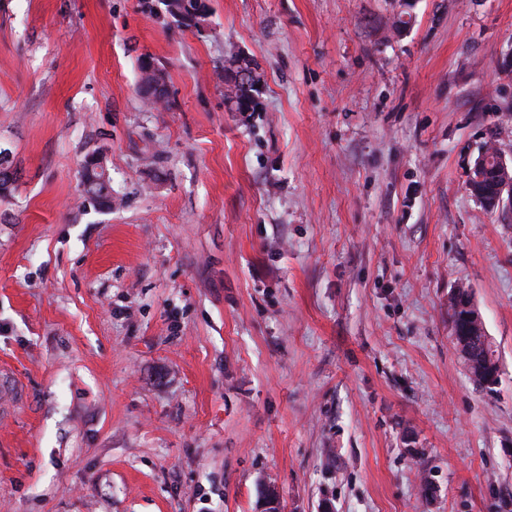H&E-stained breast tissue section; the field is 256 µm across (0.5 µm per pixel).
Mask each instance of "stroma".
<instances>
[{
	"label": "stroma",
	"mask_w": 512,
	"mask_h": 512,
	"mask_svg": "<svg viewBox=\"0 0 512 512\" xmlns=\"http://www.w3.org/2000/svg\"><path fill=\"white\" fill-rule=\"evenodd\" d=\"M207 4L0 0V512H512V0ZM165 11L186 27L201 28L206 22L208 8L205 0H163ZM261 76L256 75L248 85L233 83L229 69L224 65V85L227 87L226 100L233 103L237 111L246 112V109L253 110L255 97L260 92ZM260 85V88H257ZM10 151L6 148H2L0 145V160H1V171L4 175L11 177L14 172V165H10L8 162L11 160ZM20 176L19 171L15 167V172L12 179H1L0 177V197L5 198L11 195L12 190L15 188ZM490 154H494L491 158ZM505 158L495 147H486L473 166L469 168L466 188L471 190L474 198L491 206H499L507 195L512 200V180H500L498 175L511 169ZM491 197V199H489ZM87 161L88 160H84L85 163L83 162L82 164L81 176L90 199L89 204H92V206L96 208H110L112 206V178L110 175H108V173H106L107 177L105 180H103V182L87 185L85 180L103 179L104 173L106 172L101 165L92 169L87 168ZM452 306L459 314L461 324L464 327H481L483 324L480 312L472 299L467 296L453 294ZM466 358L469 359H482L485 356L483 362V368L480 371V377L477 382V386H486L494 384L499 375V364L494 360L491 353L488 351V343L481 339L475 341L470 347L467 348L464 353Z\"/></svg>",
	"instance_id": "stroma-1"
}]
</instances>
